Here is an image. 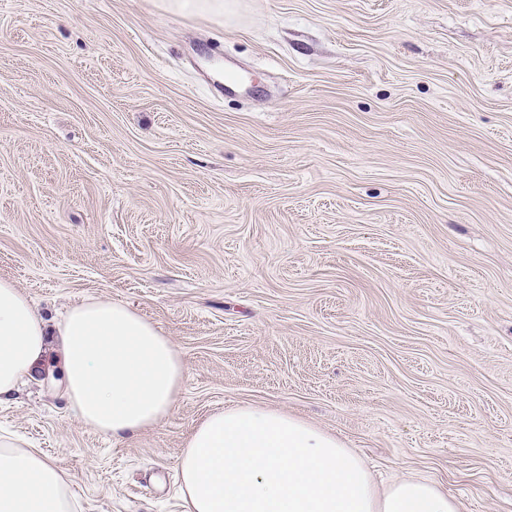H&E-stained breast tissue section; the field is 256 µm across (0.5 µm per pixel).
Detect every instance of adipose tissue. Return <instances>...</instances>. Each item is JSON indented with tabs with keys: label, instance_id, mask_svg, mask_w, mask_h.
I'll return each instance as SVG.
<instances>
[{
	"label": "adipose tissue",
	"instance_id": "1",
	"mask_svg": "<svg viewBox=\"0 0 512 512\" xmlns=\"http://www.w3.org/2000/svg\"><path fill=\"white\" fill-rule=\"evenodd\" d=\"M59 352L75 416L124 438L172 412L185 374L170 337L127 305L88 299L49 325L12 280L0 278V403L36 380ZM181 512H461L435 482L386 488L362 459L312 424L260 405L207 414L181 451ZM68 473L0 434V512H79Z\"/></svg>",
	"mask_w": 512,
	"mask_h": 512
}]
</instances>
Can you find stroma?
Segmentation results:
<instances>
[{"instance_id":"35a3bbf8","label":"stroma","mask_w":512,"mask_h":512,"mask_svg":"<svg viewBox=\"0 0 512 512\" xmlns=\"http://www.w3.org/2000/svg\"><path fill=\"white\" fill-rule=\"evenodd\" d=\"M241 5L0 0V278L127 303L185 364L132 437L45 383L0 432L80 512H180L193 427L257 403L512 512V0ZM235 0H164L163 5L185 15H210L223 18L234 10Z\"/></svg>"}]
</instances>
